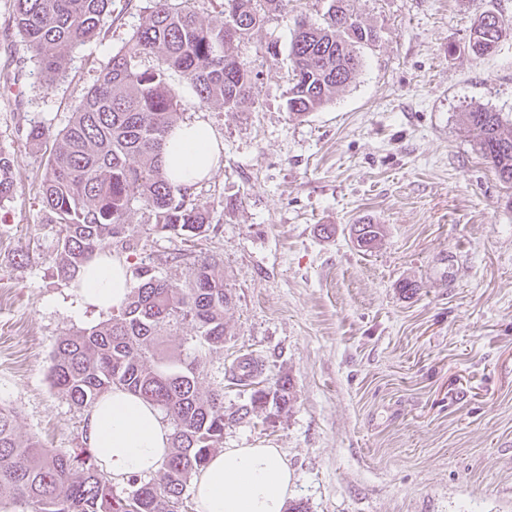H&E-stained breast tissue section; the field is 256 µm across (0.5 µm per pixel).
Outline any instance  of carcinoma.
<instances>
[{
    "label": "carcinoma",
    "instance_id": "1",
    "mask_svg": "<svg viewBox=\"0 0 512 512\" xmlns=\"http://www.w3.org/2000/svg\"><path fill=\"white\" fill-rule=\"evenodd\" d=\"M112 0H14L16 33L33 52L44 86L66 72L74 47L98 37ZM152 6L128 41L100 72L67 125L56 133L35 126L33 146L52 141L41 176L44 211L59 225L50 263L57 278L72 281L93 255L115 246L137 247L130 224L148 213L150 230L177 237H201L209 213L188 189L164 175L166 136L181 120L171 74L180 75L199 103L239 112L254 104L255 77L234 54L264 15L253 0H224V11L208 24L199 21L189 0H151ZM512 19L480 14L470 45L478 57L496 51ZM376 39L350 10L347 0H328L321 23H296L288 48L291 69L286 110L302 117L324 107L347 86L361 66L359 47ZM154 55L160 64L142 67ZM463 121L479 152L502 181L512 184V118L474 109ZM15 192L14 158L0 153V205ZM358 247L370 249L382 234L379 224H354ZM136 286L106 321L59 337L52 352L53 388L77 410L86 411L104 393L122 388L158 407L172 426L171 448L156 479H127L117 489L93 451L44 447L34 437L15 434V414L0 407V512H185L188 483L224 440L226 424L269 404L288 407L291 382L254 390L250 404L224 413V394L201 392L203 355L199 348L224 345V309L230 296L214 265H194L188 282L158 276L141 264L129 270ZM185 322L197 329L185 357L163 356L159 339ZM235 381L254 384L261 365L245 358Z\"/></svg>",
    "mask_w": 512,
    "mask_h": 512
}]
</instances>
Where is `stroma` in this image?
<instances>
[{
  "instance_id": "1",
  "label": "stroma",
  "mask_w": 512,
  "mask_h": 512,
  "mask_svg": "<svg viewBox=\"0 0 512 512\" xmlns=\"http://www.w3.org/2000/svg\"><path fill=\"white\" fill-rule=\"evenodd\" d=\"M149 0H112L108 30L74 48L67 76L39 85L31 52L0 0V152L17 192L0 206V406L20 439L80 446L84 415L49 381L60 336L102 322L81 309L48 260L57 225L39 185L49 149L32 126L62 129L140 24ZM377 38L353 81L320 110L290 117L294 23L321 22L327 0H288L235 51L256 74L255 103H198L180 77L183 117L222 144L193 190L211 214L199 240L148 231L136 213L134 263L185 281L206 260L230 304L223 346L206 354L202 391L224 410L251 388L231 370L250 356L292 399L227 424V448H277L307 512H512V185L481 157L463 112L512 114V30L476 57L480 14L512 17V0H350ZM383 225L371 251L351 225ZM336 228L332 236L321 225ZM414 282L403 290L404 282Z\"/></svg>"
}]
</instances>
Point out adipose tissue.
<instances>
[{"label": "adipose tissue", "mask_w": 512, "mask_h": 512, "mask_svg": "<svg viewBox=\"0 0 512 512\" xmlns=\"http://www.w3.org/2000/svg\"><path fill=\"white\" fill-rule=\"evenodd\" d=\"M220 141L205 121H183L167 137L163 168L178 187L210 178L219 165ZM73 291L83 306L100 313L121 307L129 294L126 260L96 253L81 270ZM84 440L115 481L159 471L171 446L161 411L116 388L86 413ZM292 473L280 449L226 448L193 478L199 512H284Z\"/></svg>", "instance_id": "ef3b65f1"}]
</instances>
